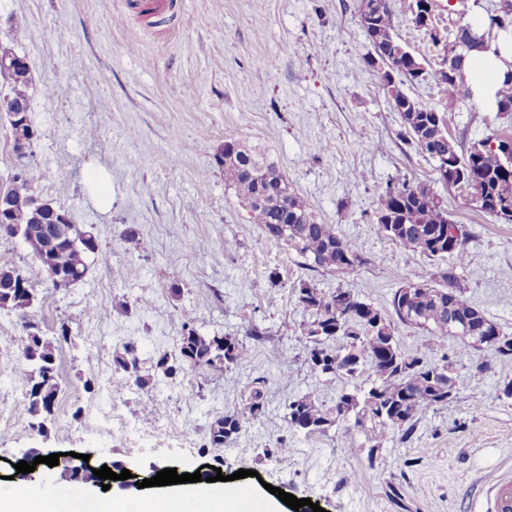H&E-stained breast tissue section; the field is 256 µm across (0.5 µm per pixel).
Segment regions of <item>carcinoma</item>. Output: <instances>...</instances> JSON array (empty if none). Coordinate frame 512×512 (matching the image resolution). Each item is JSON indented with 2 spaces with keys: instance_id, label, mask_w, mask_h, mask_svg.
<instances>
[{
  "instance_id": "cac0c4a2",
  "label": "carcinoma",
  "mask_w": 512,
  "mask_h": 512,
  "mask_svg": "<svg viewBox=\"0 0 512 512\" xmlns=\"http://www.w3.org/2000/svg\"><path fill=\"white\" fill-rule=\"evenodd\" d=\"M362 27L370 41L374 55L367 59L373 65L379 59L397 72L400 80L391 82L379 76L383 91L400 112L403 141L417 153L435 162L439 181L447 189L465 192L474 208L498 221L512 223V166L504 160L506 150L512 151V128L501 130L486 138L466 141L465 134L457 136L448 130L447 115L437 112L403 90L407 83H425L441 100L456 102L462 96L464 67L444 76L439 69L427 70L395 32L394 10L390 0H358ZM493 16L495 27L481 24L452 22L446 27L448 39L467 46L465 54L473 51L500 54L499 35L512 32V0H500ZM14 52L0 49V85L9 87L12 102L29 104L25 88L30 82L29 69L3 58ZM496 112L512 121V71L504 72L502 86L496 93ZM454 149L461 161L466 181L450 179L441 173L440 156ZM216 164L224 170V183L234 187L250 213L252 223L260 225L264 239L286 245L303 260L308 270L350 273L366 263L359 247L340 236L333 224L316 220L305 200L300 197L281 174L278 166L267 161L255 149L242 141L224 140V154H215ZM41 173L31 168L25 178H12L3 189L16 198L36 193ZM265 192L264 205L252 203L257 188ZM376 224L380 235L396 245L432 261L450 258L455 264L439 274L435 284L404 282L394 293L391 306L399 323L422 328L439 336H447L448 309L439 305V296L448 287L460 288L455 269L465 262L467 231L461 232L455 248L448 250V227L455 225L449 218L447 202L424 182L407 178L386 186L379 196ZM79 232L73 224L54 225L53 236L38 241L34 252L37 260L48 257L66 276L63 284H54L55 290L66 289L79 281L85 270L88 254L66 240L76 238ZM22 276L20 269L0 266V311H15L26 316L30 299L11 294L12 277ZM297 304L311 314L306 335L313 345L306 347L304 364L320 379L336 376L356 378L367 367L374 379L366 390L343 392L330 407L318 403L310 395L290 399L284 404V420L288 427L306 435H325L332 428L350 423L372 443L368 461H373L375 450L396 436L407 439L422 413L448 405V381L443 370L448 357L434 361L421 351L405 353L396 349L397 358L388 356L387 349L397 345L394 320L380 310L359 299L350 290L326 293L311 282H304L297 291ZM455 314L479 328L489 318L477 306L462 297L454 302ZM22 357L24 363L12 374L27 386V411L32 416L50 415L60 389L56 351L59 343L71 336L70 327L63 323L58 340L46 339L36 326L27 323ZM334 340V347L324 345ZM248 348L244 341L232 336H205L198 332L191 316L183 317L181 344L178 355H161L156 367L169 377L190 379L194 375L224 371L246 359ZM122 375L114 380V387L123 390L131 385L140 389L150 379L142 375L141 358L136 346L128 342L114 357ZM265 380H257L251 391L249 404L238 411H230L209 429L206 446L222 448L239 435L247 425L260 420L265 413Z\"/></svg>"
}]
</instances>
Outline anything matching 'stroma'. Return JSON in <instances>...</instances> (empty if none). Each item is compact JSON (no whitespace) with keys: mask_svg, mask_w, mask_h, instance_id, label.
Listing matches in <instances>:
<instances>
[{"mask_svg":"<svg viewBox=\"0 0 512 512\" xmlns=\"http://www.w3.org/2000/svg\"><path fill=\"white\" fill-rule=\"evenodd\" d=\"M121 3L0 0V46L30 68L37 193L67 209L109 257L53 293L27 248L0 241V265L23 270L36 290L28 315L42 335L52 340L61 323L71 327L57 355L61 389L46 430H32L24 409L14 426L1 427L0 476L13 475L32 451L87 452L98 465L181 474L220 457L231 488L247 490L256 512H289L279 489L324 512H478L480 477L512 471V400L499 395L512 360L485 369L487 351L400 324L403 350L448 356L461 378L454 399L423 413L410 440L383 443L371 460L356 431L307 436L283 420L285 401L309 395L329 405L355 385L318 381L302 364L311 340L310 316L296 302L301 282L352 291L388 313L404 281L437 279L439 263L376 230L389 181L422 180L441 192L470 234L457 271L462 295L512 335V224L445 190L432 161L401 140L400 114L366 64L373 48L357 0H181L158 25L121 16ZM57 83L64 95L50 93ZM406 91L447 112L451 132L468 138L506 126L476 98L450 105L423 83ZM229 138L259 148L367 264L347 274L311 272L283 244L264 241L214 160ZM187 314L206 336L241 338L253 324L266 336L250 341L244 362L197 383L154 368L148 387L112 391L116 351L134 340L151 361L177 354ZM0 323L4 389L16 384L11 368L24 331L17 313L0 311ZM258 378L266 382L265 415L224 448L204 449L211 424L243 408ZM241 469L248 477L234 479Z\"/></svg>","mask_w":512,"mask_h":512,"instance_id":"35a3bbf8","label":"stroma"}]
</instances>
